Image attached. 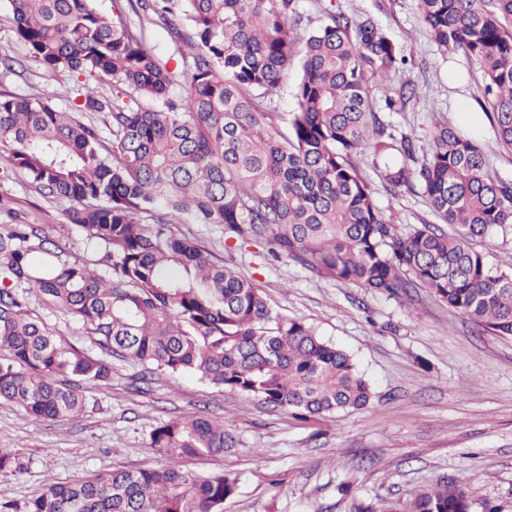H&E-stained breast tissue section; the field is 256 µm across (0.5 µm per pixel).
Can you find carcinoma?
Segmentation results:
<instances>
[{"mask_svg": "<svg viewBox=\"0 0 512 512\" xmlns=\"http://www.w3.org/2000/svg\"><path fill=\"white\" fill-rule=\"evenodd\" d=\"M16 37L45 76L75 77L66 111L0 92V155L41 196L66 205L68 223L104 251L112 275L62 259L36 217L0 198V400L36 418L70 420L89 389L112 377L108 358L193 375L216 388L286 409L298 419L358 410L372 390L352 358L301 320L269 306L261 289L173 224L224 226V243L319 276L394 297L419 285L474 324L512 336V271L487 264L472 242L512 224V184L487 174L483 148L441 122L429 156L385 119L421 89L394 90L401 46L369 15L325 8L320 25L292 26L295 0H136L134 12L169 32L171 69L121 17L94 0H7ZM443 52L481 71L482 105L498 144L512 151V0H418ZM300 76L288 136L268 103ZM112 78V99L91 80ZM381 95H375V91ZM103 112V126L87 118ZM389 190L418 186L433 213L456 226L398 230L377 206L355 157ZM75 315L100 354L65 344L30 314ZM166 465L97 472L51 484L0 512H224L235 477L183 461L237 447L224 422L164 421L150 433ZM25 469L0 448V474ZM469 482L440 480L403 512H472Z\"/></svg>", "mask_w": 512, "mask_h": 512, "instance_id": "obj_1", "label": "carcinoma"}]
</instances>
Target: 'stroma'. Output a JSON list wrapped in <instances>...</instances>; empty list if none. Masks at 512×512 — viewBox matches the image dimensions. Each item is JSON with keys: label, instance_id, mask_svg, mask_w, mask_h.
<instances>
[{"label": "stroma", "instance_id": "1", "mask_svg": "<svg viewBox=\"0 0 512 512\" xmlns=\"http://www.w3.org/2000/svg\"><path fill=\"white\" fill-rule=\"evenodd\" d=\"M371 15L403 49L407 63L391 74V88L407 81L430 85L385 119L412 136L417 159L431 149V132L447 122L482 146L490 174L512 183V152L501 148L486 112L483 80L464 54H443L432 40L417 0H297L298 26L320 24L323 9ZM22 62L0 77V92L35 95L63 110L74 87L70 73L43 75L26 58L0 0V55ZM370 178L378 205L400 231L437 218L421 190L398 193ZM0 196L24 213H40L64 259L89 263L104 277L112 268L103 252L68 224L64 205L35 193L24 175L0 174ZM175 235L201 245L251 278L277 311L300 319L349 354L373 388L368 407L300 421L290 412L200 382L192 376L155 375L149 389L136 383L139 365L112 361L109 384L90 389L84 411L69 421L37 419L0 401V448L16 450L25 469L0 474V500L17 505L45 485L113 469H148L167 459L150 445L158 423L190 415L223 421L238 445L221 457L186 460L187 468L224 471L237 479L224 512H353L363 502L388 507L440 478L473 480L477 501L512 512V336L474 326L427 289L395 297L318 276L274 260L266 247L226 248L212 224H175ZM34 315L86 351L95 345L75 317L45 309L30 297Z\"/></svg>", "mask_w": 512, "mask_h": 512}]
</instances>
